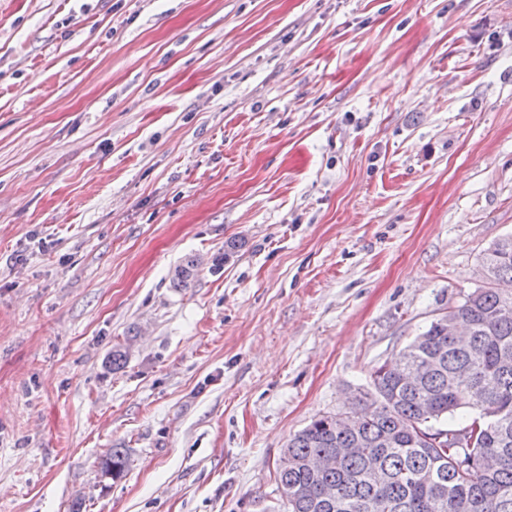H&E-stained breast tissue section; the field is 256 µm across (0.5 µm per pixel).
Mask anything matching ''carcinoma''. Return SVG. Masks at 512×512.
I'll list each match as a JSON object with an SVG mask.
<instances>
[{
	"mask_svg": "<svg viewBox=\"0 0 512 512\" xmlns=\"http://www.w3.org/2000/svg\"><path fill=\"white\" fill-rule=\"evenodd\" d=\"M489 287L453 307L467 336L448 335V318L431 322L372 373V390L355 398L354 424L336 430L334 415L311 421L288 441L276 471L288 487V512H512V236L484 253ZM198 266L175 270L185 287ZM468 409L461 429L440 427ZM355 448L339 464L309 463ZM131 465L125 448L101 462L112 479Z\"/></svg>",
	"mask_w": 512,
	"mask_h": 512,
	"instance_id": "obj_1",
	"label": "carcinoma"
}]
</instances>
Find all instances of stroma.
<instances>
[{
    "mask_svg": "<svg viewBox=\"0 0 512 512\" xmlns=\"http://www.w3.org/2000/svg\"><path fill=\"white\" fill-rule=\"evenodd\" d=\"M510 235L512 0H0V512H286ZM131 465V457L124 448H113L101 462L104 476H110L112 480L121 478Z\"/></svg>",
    "mask_w": 512,
    "mask_h": 512,
    "instance_id": "35a3bbf8",
    "label": "stroma"
}]
</instances>
